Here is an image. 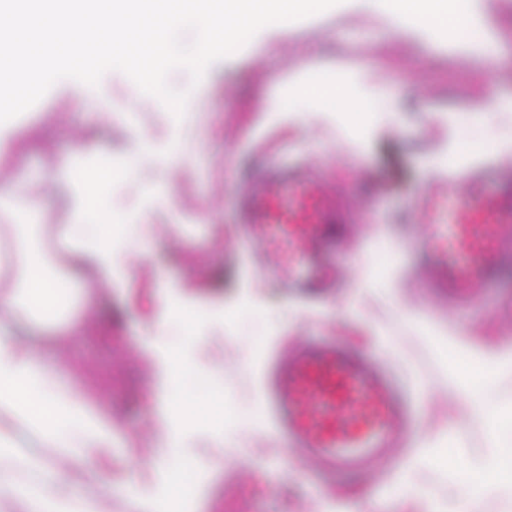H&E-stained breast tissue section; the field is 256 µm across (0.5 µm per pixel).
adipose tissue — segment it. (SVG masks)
Here are the masks:
<instances>
[{
    "label": "adipose tissue",
    "mask_w": 512,
    "mask_h": 512,
    "mask_svg": "<svg viewBox=\"0 0 512 512\" xmlns=\"http://www.w3.org/2000/svg\"><path fill=\"white\" fill-rule=\"evenodd\" d=\"M84 162L73 157L60 173L64 223H45L43 211L27 202L0 226V239L17 257L0 272V512H103L108 499L89 466L112 444L110 414L63 383L52 361L19 353L11 341L24 329L77 326L70 310L56 308L61 281L42 274L44 249H53L67 281L124 285L114 260L124 240L83 230L91 196L75 172ZM56 458L66 461L68 476L52 467ZM64 478L80 486L79 495L60 488Z\"/></svg>",
    "instance_id": "obj_1"
}]
</instances>
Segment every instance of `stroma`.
Instances as JSON below:
<instances>
[{
	"instance_id": "obj_1",
	"label": "stroma",
	"mask_w": 512,
	"mask_h": 512,
	"mask_svg": "<svg viewBox=\"0 0 512 512\" xmlns=\"http://www.w3.org/2000/svg\"><path fill=\"white\" fill-rule=\"evenodd\" d=\"M393 8L392 0H342L289 29H261L211 65L198 86L185 70L173 71L169 85L190 92L179 120L134 103L126 116L104 118L101 109L112 98L99 88L88 99L79 82L53 89L20 115L21 129L0 155V197L29 193L51 217L60 209L56 176L72 155L108 151L120 161L145 140L161 153L179 145L166 166L142 160L120 193L112 191L111 174L98 177L94 209H112L122 195L129 202L121 214L147 217L143 225L112 228L127 241L118 255L127 283L79 309L74 335L41 349L59 360L68 383L112 410L115 439L90 470L111 487L113 499L130 488L140 498L156 497L171 477L149 455L151 444L168 436L176 395L185 387L182 376L162 367L171 353L184 373L203 378L218 379L222 367L231 368L224 429L244 440L243 447L223 449L214 428L183 425L177 453L194 459L205 475L194 512H366L372 500L379 512H454L461 495L452 474L457 459L491 455L512 463V374L494 377L486 399L496 419L491 426L471 417L465 399L448 389L449 372L470 366L452 337L480 349L504 337L512 266L492 279L480 304L446 316L430 305L414 275L420 258L374 264L375 251L392 252L415 236L411 201L444 171L445 154L466 153L463 133L512 138V0H467L461 9L444 4L433 20L405 28L395 25ZM461 10L482 24L494 67L479 68L480 49L458 39L452 22ZM306 61L326 85L289 81ZM340 74L349 78L346 97L386 103L356 135L337 125L328 103ZM493 96L500 107L476 117ZM272 104L290 105L296 121L263 125L261 115ZM309 157L374 220L363 241L332 252L356 273L330 297L292 296L273 272L254 275L247 256L224 253L243 222L240 188L272 165ZM145 238L147 251L139 247ZM201 313L209 319L208 336L186 344L184 321ZM297 336L334 338L354 351L397 358L435 452L428 459L422 449H408L403 465L389 472L390 482L406 483L407 495L383 494L363 474L317 477L290 454L287 439L265 431L255 370L271 342Z\"/></svg>"
}]
</instances>
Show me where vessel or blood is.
Here are the masks:
<instances>
[{"label":"vessel or blood","mask_w":512,"mask_h":512,"mask_svg":"<svg viewBox=\"0 0 512 512\" xmlns=\"http://www.w3.org/2000/svg\"><path fill=\"white\" fill-rule=\"evenodd\" d=\"M498 191L486 188L487 180ZM240 241L256 267L271 263L283 287L331 293L349 271L322 259L336 225L355 239L370 226L354 199L324 182L312 162H284L240 196ZM419 230L408 247L424 263L417 274L435 308L479 301L504 261H512V168L432 179L413 202ZM261 400L270 428L322 473L371 472L415 425L408 390L375 358L338 342L295 339L278 348L263 375Z\"/></svg>","instance_id":"vessel-or-blood-1"}]
</instances>
